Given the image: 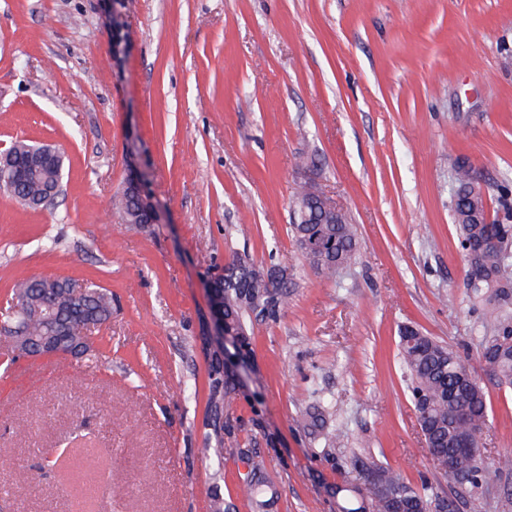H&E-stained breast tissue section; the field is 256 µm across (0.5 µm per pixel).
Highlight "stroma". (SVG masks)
<instances>
[{
  "mask_svg": "<svg viewBox=\"0 0 512 512\" xmlns=\"http://www.w3.org/2000/svg\"><path fill=\"white\" fill-rule=\"evenodd\" d=\"M112 55L99 0H0V143L56 144L64 190L0 197V305L16 271L112 293L82 358L12 359L0 334V512H251L235 447L265 461L273 512H342L370 457L446 492L399 355L404 326L457 350L487 393L485 453L512 454V388L478 355L453 170L512 224V0H124ZM137 159L162 221L121 223ZM354 224L335 281L291 234L304 184ZM295 286L256 325L252 390L204 453L205 281L234 253ZM329 407L333 454L304 426ZM344 485L332 494L334 485Z\"/></svg>",
  "mask_w": 512,
  "mask_h": 512,
  "instance_id": "1",
  "label": "stroma"
}]
</instances>
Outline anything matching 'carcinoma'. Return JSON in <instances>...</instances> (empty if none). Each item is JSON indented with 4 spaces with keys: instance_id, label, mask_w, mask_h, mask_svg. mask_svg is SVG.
Segmentation results:
<instances>
[{
    "instance_id": "cac0c4a2",
    "label": "carcinoma",
    "mask_w": 512,
    "mask_h": 512,
    "mask_svg": "<svg viewBox=\"0 0 512 512\" xmlns=\"http://www.w3.org/2000/svg\"><path fill=\"white\" fill-rule=\"evenodd\" d=\"M34 146L25 140H17L10 151L11 160H28L33 163L26 179L19 184L0 183V194L8 199L35 198L41 196L53 181L52 172L35 164ZM456 189L454 193V222L459 227L460 248L466 250V241L480 235L496 238L499 243L488 247L473 259L474 274L469 287L474 301L483 306V326L499 335L512 327V317L504 313L501 304L490 296L496 288L512 279V241L502 234L498 220L485 219L476 223L469 214L471 202L470 171L463 164L454 169ZM296 196L306 202L302 215L292 224V231L304 261L312 269L327 279L336 278L337 269L349 267L356 260V233L347 217H335L326 214L320 205V193L312 186L304 185ZM113 209L125 224L141 225L148 223L149 216L139 200L125 190H118L112 198ZM321 237L334 244L335 263H330L314 251L307 249L305 243L313 237ZM256 264L246 256L235 254L224 264V270L232 274L222 276V303L224 316L248 331L253 326L252 314L262 315L260 322L275 321L288 308V283L279 280L275 268H268L267 278H257L251 274ZM50 292L47 278L24 277L15 279L11 288V305L5 315L7 324L21 322L24 335L33 341L49 332L48 322L43 315L44 305L50 304L63 311H72L83 307L104 322L112 316V294L98 284L88 283L87 291L79 299L60 288L51 301L45 300ZM68 335L93 339L88 320L74 317L68 324ZM399 352L402 364L411 379V394L419 425L430 433L429 453L437 468L448 474V464L454 465V471L485 473L494 467L498 470L512 468V457L504 454L493 462L479 467L465 454L448 456L450 445L481 432L488 416L486 392L482 384L465 394L458 395L453 406H448V391L454 385V369L463 366L458 354L447 345L425 335L416 327H410L399 336ZM498 382L512 385V357L502 356L491 363L484 364ZM208 390L206 397V415L203 421L205 429V454L210 458H224V436L231 434V428L224 425V411L237 400L245 396L235 376L224 370V364L217 352H212L207 370ZM310 425L318 430L323 444L321 453L327 454L334 447L336 430L327 425L323 412L319 409L308 413ZM250 472L239 484L243 488V497L248 501L252 512H270L278 498V491L265 475L264 461L257 455L248 457ZM363 471H369L376 477L378 484L393 492L397 498L409 503H427L438 493L428 491V487L419 490L408 480L401 477L384 464L371 462L362 465Z\"/></svg>"
}]
</instances>
